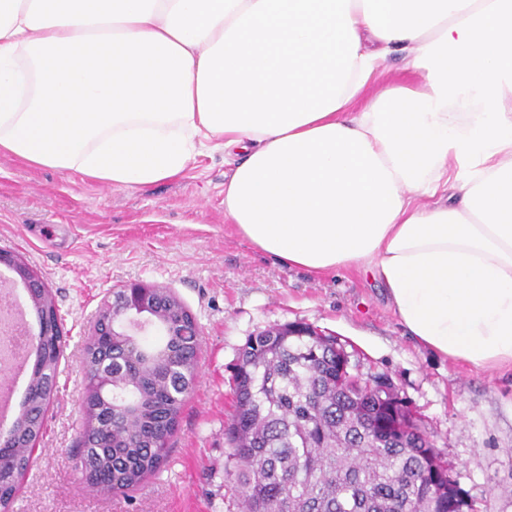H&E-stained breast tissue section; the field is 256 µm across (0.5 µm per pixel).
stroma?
<instances>
[{"instance_id": "1", "label": "stroma", "mask_w": 512, "mask_h": 512, "mask_svg": "<svg viewBox=\"0 0 512 512\" xmlns=\"http://www.w3.org/2000/svg\"><path fill=\"white\" fill-rule=\"evenodd\" d=\"M220 151L180 178L117 188L0 155V249L48 288L67 338L57 393L12 512H240L225 467L232 378L248 338L287 323L337 336L366 375H385L419 418L477 512H512V366L477 370L419 343L382 285L359 271L317 276L256 250L224 218ZM132 283L171 289L200 328L198 371L160 472L127 496L74 470L84 355L104 300Z\"/></svg>"}]
</instances>
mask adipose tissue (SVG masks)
Listing matches in <instances>:
<instances>
[{
	"instance_id": "obj_1",
	"label": "adipose tissue",
	"mask_w": 512,
	"mask_h": 512,
	"mask_svg": "<svg viewBox=\"0 0 512 512\" xmlns=\"http://www.w3.org/2000/svg\"><path fill=\"white\" fill-rule=\"evenodd\" d=\"M395 49L420 88L362 104ZM207 145L251 246L512 365V0H0V155L131 189Z\"/></svg>"
}]
</instances>
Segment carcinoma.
Segmentation results:
<instances>
[{"label":"carcinoma","instance_id":"1","mask_svg":"<svg viewBox=\"0 0 512 512\" xmlns=\"http://www.w3.org/2000/svg\"><path fill=\"white\" fill-rule=\"evenodd\" d=\"M162 338L135 351L106 337L85 349L88 396L75 469L97 491L139 489L169 453L184 401L195 382L199 337L187 307L165 289ZM39 324L50 328L58 310L50 293L31 300ZM337 337L306 324L258 332L242 349L234 376L235 405L227 436V474L242 512H471L465 498L448 500L452 465L410 411L392 401V385L369 389L348 380ZM65 340L31 336L34 355L25 400L13 420L15 440L0 454V512H11L20 478L34 461L57 388ZM112 362V395L97 387L99 365Z\"/></svg>","mask_w":512,"mask_h":512}]
</instances>
